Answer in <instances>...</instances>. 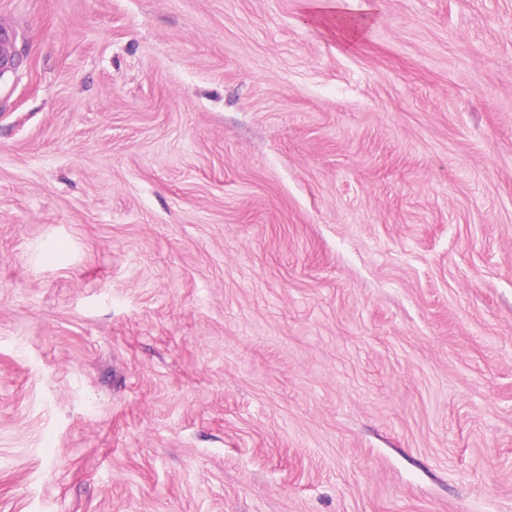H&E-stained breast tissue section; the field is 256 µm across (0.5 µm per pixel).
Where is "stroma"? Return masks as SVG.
I'll list each match as a JSON object with an SVG mask.
<instances>
[{
  "mask_svg": "<svg viewBox=\"0 0 512 512\" xmlns=\"http://www.w3.org/2000/svg\"><path fill=\"white\" fill-rule=\"evenodd\" d=\"M0 0V512H512V0ZM312 19L319 24V29L328 37H336V41L344 46L351 44L370 24L372 15L347 16L336 12V16L323 11L325 1L310 0ZM14 42L15 29L0 24V73L11 70L15 65Z\"/></svg>",
  "mask_w": 512,
  "mask_h": 512,
  "instance_id": "35a3bbf8",
  "label": "stroma"
}]
</instances>
